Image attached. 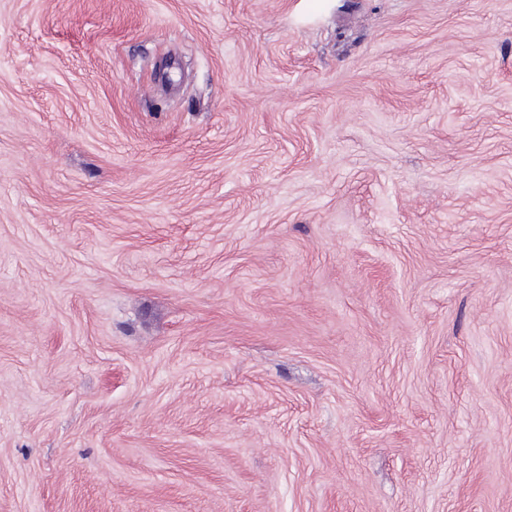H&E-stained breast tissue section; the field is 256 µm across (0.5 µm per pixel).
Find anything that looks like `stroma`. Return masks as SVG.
<instances>
[{
  "label": "stroma",
  "instance_id": "35a3bbf8",
  "mask_svg": "<svg viewBox=\"0 0 512 512\" xmlns=\"http://www.w3.org/2000/svg\"><path fill=\"white\" fill-rule=\"evenodd\" d=\"M0 512H512V0H0Z\"/></svg>",
  "mask_w": 512,
  "mask_h": 512
}]
</instances>
